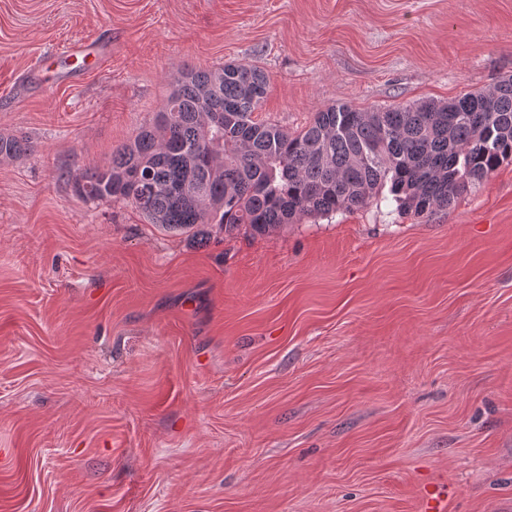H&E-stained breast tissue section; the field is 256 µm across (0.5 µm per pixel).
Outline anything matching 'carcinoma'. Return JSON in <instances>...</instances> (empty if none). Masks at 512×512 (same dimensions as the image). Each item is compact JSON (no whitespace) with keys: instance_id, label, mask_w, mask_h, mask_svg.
Masks as SVG:
<instances>
[{"instance_id":"obj_1","label":"carcinoma","mask_w":512,"mask_h":512,"mask_svg":"<svg viewBox=\"0 0 512 512\" xmlns=\"http://www.w3.org/2000/svg\"><path fill=\"white\" fill-rule=\"evenodd\" d=\"M267 87L255 67L183 70L153 123L78 176V195L130 204L169 232L263 235L364 207L386 187L401 213L431 215L512 162L511 76L446 102L330 105L294 133L254 118ZM27 150L0 136V160Z\"/></svg>"}]
</instances>
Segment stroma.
<instances>
[{"label": "stroma", "mask_w": 512, "mask_h": 512, "mask_svg": "<svg viewBox=\"0 0 512 512\" xmlns=\"http://www.w3.org/2000/svg\"><path fill=\"white\" fill-rule=\"evenodd\" d=\"M227 63L291 132L445 101L512 75V0H0V512H512L511 163L265 235L76 193ZM109 46L108 41L101 40L96 43L74 42L63 47V53L69 56H82L83 58L94 57L103 58L109 56L107 54ZM448 488L445 486H430L424 494L422 510L424 512H447Z\"/></svg>", "instance_id": "stroma-1"}]
</instances>
